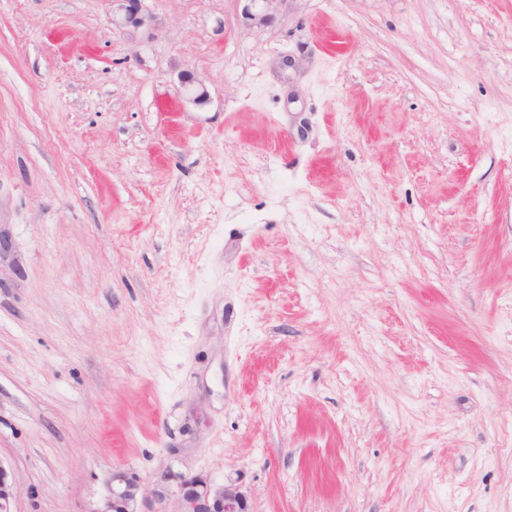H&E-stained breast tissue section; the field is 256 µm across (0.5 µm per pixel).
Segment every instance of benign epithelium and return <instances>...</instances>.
Returning <instances> with one entry per match:
<instances>
[{"mask_svg": "<svg viewBox=\"0 0 512 512\" xmlns=\"http://www.w3.org/2000/svg\"><path fill=\"white\" fill-rule=\"evenodd\" d=\"M145 0H113L112 25L134 38L153 26L154 17ZM242 17L249 26H267L275 19L281 0H243ZM182 98L196 107L210 104V92L202 79L190 70L178 74ZM178 512H250L246 493L233 483L214 484L201 475H178ZM16 484L12 468L0 460V512H16ZM145 501L143 481L120 468H112L103 508L100 512H140Z\"/></svg>", "mask_w": 512, "mask_h": 512, "instance_id": "1", "label": "benign epithelium"}]
</instances>
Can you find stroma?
I'll return each mask as SVG.
<instances>
[{"label": "stroma", "mask_w": 512, "mask_h": 512, "mask_svg": "<svg viewBox=\"0 0 512 512\" xmlns=\"http://www.w3.org/2000/svg\"><path fill=\"white\" fill-rule=\"evenodd\" d=\"M146 7L0 0L16 512H512V0ZM145 0H113L112 25L133 40L140 32L153 26L154 17L144 5ZM242 17L249 26H267L275 19L280 0H241ZM179 90L182 98L196 107L210 104V92L202 79L190 70L184 69L178 74ZM144 501L143 481L120 467H113L99 512H140L138 504ZM177 512H250L246 493L233 483L214 484L202 475H178Z\"/></svg>", "instance_id": "obj_1"}]
</instances>
